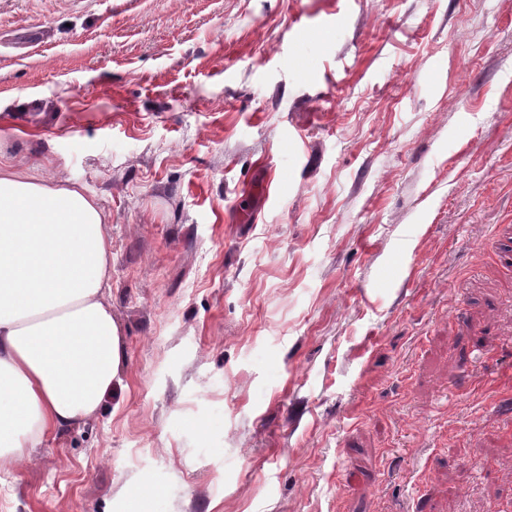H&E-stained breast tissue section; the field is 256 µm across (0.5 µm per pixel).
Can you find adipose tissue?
<instances>
[{
  "label": "adipose tissue",
  "mask_w": 512,
  "mask_h": 512,
  "mask_svg": "<svg viewBox=\"0 0 512 512\" xmlns=\"http://www.w3.org/2000/svg\"><path fill=\"white\" fill-rule=\"evenodd\" d=\"M111 240L94 197L0 166V470L97 415L120 380Z\"/></svg>",
  "instance_id": "ef3b65f1"
}]
</instances>
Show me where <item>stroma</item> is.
I'll list each match as a JSON object with an SVG mask.
<instances>
[{
    "label": "stroma",
    "mask_w": 512,
    "mask_h": 512,
    "mask_svg": "<svg viewBox=\"0 0 512 512\" xmlns=\"http://www.w3.org/2000/svg\"><path fill=\"white\" fill-rule=\"evenodd\" d=\"M0 160L124 336L0 512H512V0H0Z\"/></svg>",
    "instance_id": "35a3bbf8"
}]
</instances>
